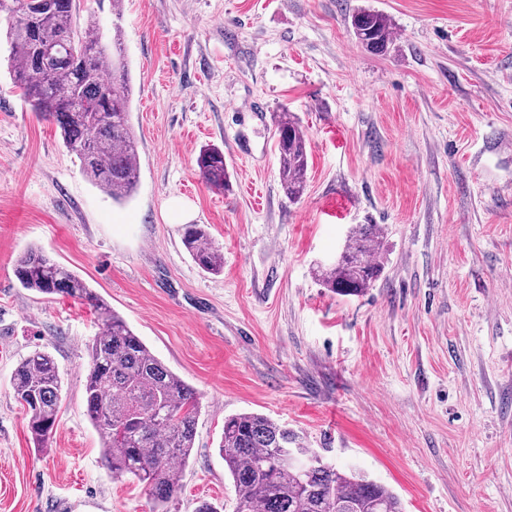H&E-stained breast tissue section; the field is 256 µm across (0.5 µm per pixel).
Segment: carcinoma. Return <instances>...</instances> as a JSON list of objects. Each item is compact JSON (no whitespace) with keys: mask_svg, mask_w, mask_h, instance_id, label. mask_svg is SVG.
<instances>
[{"mask_svg":"<svg viewBox=\"0 0 512 512\" xmlns=\"http://www.w3.org/2000/svg\"><path fill=\"white\" fill-rule=\"evenodd\" d=\"M75 10V0H0L10 74L32 110L60 130L82 174L120 201L134 193L140 174L129 73L118 32L112 44L103 43L99 27L76 26ZM351 28L372 53L385 52L391 42L390 22L379 12L353 14ZM274 123L280 183L288 199L297 200L306 187V135L288 111L276 113ZM197 166L209 188L224 190L222 149L200 150ZM183 245L201 270L223 271L222 251L204 226L186 225ZM380 247L378 225H357L337 260L321 271L322 285L343 297L365 294L383 272ZM14 275L44 299H77L94 310L99 332L87 346L85 411L99 434L102 461L113 475L144 485L167 512L195 445V390L87 282L42 249L27 248ZM12 387L33 440L48 447L62 391L58 365L35 350L15 368ZM219 453L235 488V512H404L386 486L327 461L309 462L311 450L296 431L259 413L225 418Z\"/></svg>","mask_w":512,"mask_h":512,"instance_id":"obj_1","label":"carcinoma"}]
</instances>
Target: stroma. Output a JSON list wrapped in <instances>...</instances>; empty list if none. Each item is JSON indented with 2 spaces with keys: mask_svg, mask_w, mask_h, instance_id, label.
Returning a JSON list of instances; mask_svg holds the SVG:
<instances>
[{
  "mask_svg": "<svg viewBox=\"0 0 512 512\" xmlns=\"http://www.w3.org/2000/svg\"><path fill=\"white\" fill-rule=\"evenodd\" d=\"M77 25L122 31L137 189L118 204L81 174L54 125L14 88L0 45V512H154L102 464L85 414L96 316L21 288L30 246L75 271L168 368L200 415L169 512H234L218 453L226 417L261 413L305 447L384 484L405 512H512V0H76ZM383 13L385 53L355 39ZM308 142L288 200L272 118ZM224 151L228 185L196 159ZM222 249L199 269L170 200ZM358 224L384 270L365 295L324 288ZM62 401L35 447L12 376L33 350ZM355 38L368 51L385 52L391 42L392 29L388 18L374 11H359L351 17ZM199 173L209 188L221 191L225 187L226 164L224 151L219 147H205L197 157Z\"/></svg>",
  "mask_w": 512,
  "mask_h": 512,
  "instance_id": "1",
  "label": "stroma"
}]
</instances>
